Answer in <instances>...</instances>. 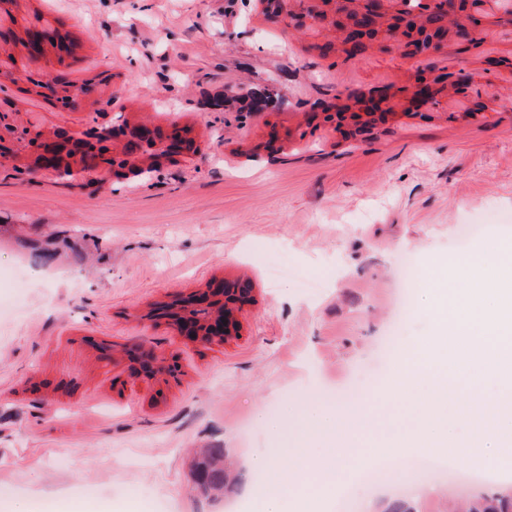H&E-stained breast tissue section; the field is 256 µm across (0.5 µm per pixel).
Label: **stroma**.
<instances>
[{"mask_svg":"<svg viewBox=\"0 0 512 512\" xmlns=\"http://www.w3.org/2000/svg\"><path fill=\"white\" fill-rule=\"evenodd\" d=\"M41 13L76 44L64 61L0 48V512H248L317 397L359 406L387 381L382 349L406 263L424 269L512 237V34L466 52L351 60L324 32L265 20L260 0H19L0 27ZM465 71L466 95L407 112L417 75ZM31 72L108 79L102 112L62 111L12 82ZM260 112L228 104L247 90ZM388 90L385 121L353 134L337 96ZM485 109L473 113L475 102ZM149 122L191 128L197 153L142 177L39 170L28 135ZM329 280L306 292L269 264ZM215 280L249 281L239 336L199 345L150 318ZM178 358L167 379L128 375L126 347ZM222 451L233 475L203 492L192 472ZM93 484L90 499L72 495ZM468 461L393 498L417 512L495 489Z\"/></svg>","mask_w":512,"mask_h":512,"instance_id":"1","label":"stroma"}]
</instances>
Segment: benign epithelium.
<instances>
[{
  "label": "benign epithelium",
  "instance_id": "7a95c632",
  "mask_svg": "<svg viewBox=\"0 0 512 512\" xmlns=\"http://www.w3.org/2000/svg\"><path fill=\"white\" fill-rule=\"evenodd\" d=\"M245 304L230 300L229 286L214 283L187 297L173 299L162 305L164 320L184 339L198 344L222 342L238 335V315ZM128 369L137 377L154 379L159 375L176 377L178 361L159 355L144 344H135L125 351Z\"/></svg>",
  "mask_w": 512,
  "mask_h": 512
}]
</instances>
